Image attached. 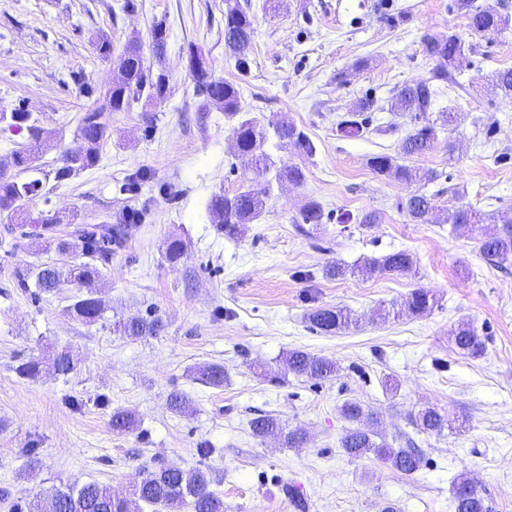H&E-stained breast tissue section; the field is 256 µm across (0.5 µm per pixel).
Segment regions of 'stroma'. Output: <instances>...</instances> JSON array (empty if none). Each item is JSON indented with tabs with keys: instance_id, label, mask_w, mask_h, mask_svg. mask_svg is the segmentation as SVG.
<instances>
[{
	"instance_id": "obj_1",
	"label": "stroma",
	"mask_w": 512,
	"mask_h": 512,
	"mask_svg": "<svg viewBox=\"0 0 512 512\" xmlns=\"http://www.w3.org/2000/svg\"><path fill=\"white\" fill-rule=\"evenodd\" d=\"M250 3L251 66L243 73L224 47V0H0V112L21 104L38 118L45 150L37 169L19 178L43 183L31 213L61 218L37 246L0 216V512H19L27 499L73 483L97 481L121 494L144 468L161 465L209 469L224 512H297L299 499L308 512H382L389 502L398 512H454L452 483L462 475L491 512H512V266L491 267L480 252L499 228L495 216L512 209V98L489 83L512 68V26L473 33L452 0ZM157 23L168 35L166 98L148 112L111 113L97 165L56 181L81 117L102 107L118 75L94 51L97 37L111 38L117 53L134 36L146 47ZM448 32L461 38L465 59L458 86L433 109L458 113V125L426 153L403 156L419 119L391 111V100L437 67L422 53V37ZM192 48L239 86L244 110L266 128L288 120L314 145L309 154L268 138L276 167L298 166L305 179L273 181L260 219L234 239L212 224L208 203L242 188L246 163L232 122L196 93L187 71ZM365 98L374 102L365 135L341 136V117ZM377 154L436 171L425 187L438 204L428 223L400 207L416 184L370 168ZM311 199L324 218L304 233L294 219ZM462 205L485 216L475 232H454L447 221ZM131 209L141 219L128 225ZM368 213L377 223L359 227ZM103 221L125 224L126 234L100 279L82 288L64 279L50 295L19 287L27 269L71 263L54 239ZM172 237L185 243L174 263L165 254ZM398 250L412 254V272L324 274L332 261L354 265ZM417 288L435 296L430 312L384 318ZM90 294L107 308L87 325L68 307ZM324 305L349 310L356 328L314 330L308 315ZM149 316L162 319L160 335L112 331L115 319ZM464 322L486 336L483 354L454 349L452 333ZM61 348L74 357L69 376L18 373L25 360L46 362ZM296 348L334 358L337 377L268 382ZM204 364L223 365V386L197 380ZM175 391L189 398L188 412L170 410ZM348 400L375 413L369 428L385 440L414 434L421 470L408 477L348 458L340 448L348 423L339 414ZM428 406L459 430L415 435L411 418ZM117 410L134 412L138 428L113 432ZM262 414L303 428L306 443L285 448L277 437H254L250 421ZM30 444L36 457L23 452Z\"/></svg>"
}]
</instances>
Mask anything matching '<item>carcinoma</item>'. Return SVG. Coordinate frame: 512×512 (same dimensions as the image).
<instances>
[{
  "instance_id": "1",
  "label": "carcinoma",
  "mask_w": 512,
  "mask_h": 512,
  "mask_svg": "<svg viewBox=\"0 0 512 512\" xmlns=\"http://www.w3.org/2000/svg\"><path fill=\"white\" fill-rule=\"evenodd\" d=\"M457 11L465 14L470 29L475 33L499 30L512 24V17L493 6L478 8L473 0H454ZM254 16L250 14L248 4L240 0H224V46L236 58V66L242 73L249 69L245 50L249 46L254 31ZM167 31L161 24L151 30V47L156 57L165 52ZM422 53L438 61L432 77L419 80L402 87L396 94L391 109L400 112H415L425 115L432 108L439 94V87L457 84L453 70L457 69L463 57L464 46L455 34L426 35L421 41ZM121 77L105 92V106L111 112H128L136 105L155 104L167 96L169 78L164 71L153 73L145 65L141 45L131 40L116 61ZM188 70L196 91L206 100L218 95L222 99L224 114L235 121L233 133L241 155L248 157L250 185L241 191L226 195L217 193L208 203L212 222L225 234L235 236L240 226L252 224L258 220L266 207V199L271 180L270 159L264 151L267 138L266 130L255 117L242 111L240 92L231 82L215 77L205 55L192 50L188 55ZM491 85L507 96H512V68L499 70L492 75ZM372 106L365 99L346 113L337 123V130L348 137L364 135L366 126L364 112ZM17 133H27L29 144L13 154L14 167L21 172L36 169L39 158L40 127L32 113L22 107L10 112L0 113V124ZM458 116L448 112L437 125L426 119L404 139L402 151L407 156L421 155L430 150L438 139V130L457 126ZM274 134L285 145L291 144L313 151V146L304 133L287 121L276 125ZM111 131L105 113L93 109L84 114L72 143L62 155L63 166L56 170L59 181L72 177L75 173L96 165L100 148L110 138ZM372 170L388 180L428 183L436 179L431 171H420L396 163L388 155H376L370 158ZM42 183L38 179L20 181L14 175L0 169V214L10 219L28 221L30 213L27 204L39 194ZM410 217L420 223L428 222L429 216L437 209L433 196L422 192L411 195L405 205ZM323 221L321 205L308 201L299 212L297 224H320ZM448 221L456 231L473 232L484 217L480 211L468 206L454 209L448 215ZM502 227L492 237L481 241L483 258L495 266L512 264V214L498 217ZM79 243L67 239L57 242L58 252L64 254L79 251L86 260L76 262L69 268V275L78 283H85L99 276V265L109 262L112 256V243L122 238L121 225L87 224L79 229ZM413 268V257L406 251H397L379 259L366 260L359 265L349 267L342 263L331 265L327 273L336 278L346 275L365 276L374 273H406ZM60 281V271L51 264L36 269L35 284L42 294H51ZM434 303L432 295L416 288L401 304V309L411 315L425 314ZM102 300L96 297H76L69 306V312L86 324H94L103 317ZM313 328L324 334H334L352 324L351 313L338 306H323L309 314ZM116 331L129 338L156 336L163 328L158 318H133L115 323ZM457 350L468 355H479L486 347V337L468 325H462L453 334ZM284 372L309 380H326L337 375L336 360L311 354L300 349L288 351L283 359ZM52 368L56 375L66 377L74 370L69 351L63 349L56 353ZM201 381L220 387L224 384V367L208 364L198 369ZM342 417L350 422H361L369 417L363 407L356 402L347 401L340 409ZM418 432L440 435L450 424L448 417L434 407L419 411L412 420ZM112 430L118 433L129 432L136 426V418L129 412H116L110 419ZM251 430L256 437L276 434L283 439L288 448H299L305 441V434L299 429L285 430L279 420L269 414L257 416L251 420ZM405 445L395 447L385 441L377 442L373 434L360 428H350L340 440L343 453L353 459L372 456L389 465L397 472L411 476L423 465L422 455L411 447L412 439L404 437ZM454 512H489L485 499L477 492L466 477H461L452 488ZM165 508L167 512H224V501L211 489L209 471L202 468L184 470L181 468L160 466L148 469L141 480L126 496L112 493L111 488L96 482L70 485L64 489H55L45 497L36 496L25 505V512H143L142 506Z\"/></svg>"
}]
</instances>
